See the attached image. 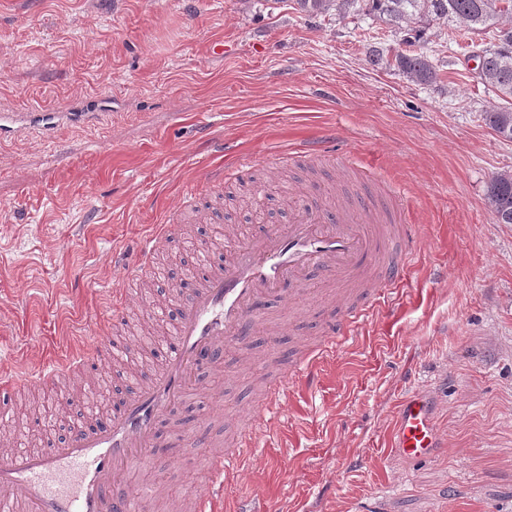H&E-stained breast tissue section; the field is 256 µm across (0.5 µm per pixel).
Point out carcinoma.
<instances>
[{
    "mask_svg": "<svg viewBox=\"0 0 512 512\" xmlns=\"http://www.w3.org/2000/svg\"><path fill=\"white\" fill-rule=\"evenodd\" d=\"M293 9L310 15L345 17L363 13L402 35L397 46L374 42L369 60L419 84L440 80V69L416 42L437 27L448 43H458L469 31L484 30L489 42L481 49L482 84L501 94L503 104L484 113L494 134L512 141V0H294ZM487 200L497 224H512V175L500 174L490 183Z\"/></svg>",
    "mask_w": 512,
    "mask_h": 512,
    "instance_id": "obj_1",
    "label": "carcinoma"
}]
</instances>
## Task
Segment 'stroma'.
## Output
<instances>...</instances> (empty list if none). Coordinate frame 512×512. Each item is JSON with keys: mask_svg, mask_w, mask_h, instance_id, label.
<instances>
[{"mask_svg": "<svg viewBox=\"0 0 512 512\" xmlns=\"http://www.w3.org/2000/svg\"><path fill=\"white\" fill-rule=\"evenodd\" d=\"M291 0H0V113L21 129L0 136V372L34 369L92 345L112 329V292H127L125 325L169 318L177 272L223 261L224 215L288 222L287 202L336 204L388 185L407 189L418 240L396 303L336 348L315 380L288 385L235 473L214 456L230 445L267 381L302 345L340 319L325 293L255 332L221 368L201 370L159 424L156 451L129 472L150 488L146 512H189L194 490L224 481L222 512H512V224L493 220L490 180L512 173V142L485 124L495 94L465 51L437 38L440 83L420 85L370 63L359 40L367 16H315ZM83 111L77 124L34 135L31 115ZM320 159L281 164L311 140ZM245 154L263 165L203 195L212 167ZM178 225L131 287L113 256L155 225ZM87 362L81 381L103 397L127 395L159 360L126 367ZM422 393L436 406L445 446L404 461L393 448L396 408ZM72 383L30 386L0 401V453L50 448L69 424L43 406ZM96 405L94 414L104 412Z\"/></svg>", "mask_w": 512, "mask_h": 512, "instance_id": "1", "label": "stroma"}]
</instances>
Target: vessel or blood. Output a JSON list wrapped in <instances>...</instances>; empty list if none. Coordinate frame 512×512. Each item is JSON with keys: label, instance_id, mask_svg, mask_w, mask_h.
<instances>
[{"label": "vessel or blood", "instance_id": "b4317fda", "mask_svg": "<svg viewBox=\"0 0 512 512\" xmlns=\"http://www.w3.org/2000/svg\"><path fill=\"white\" fill-rule=\"evenodd\" d=\"M174 225L159 224L138 245L130 279L153 267L156 253L172 239ZM417 240L406 221L400 190L391 200L362 198L336 221H328L319 201L295 210L288 223L253 234L228 260L205 267L193 292L180 299L175 345L155 375L127 396L100 424L76 423L63 447L0 459V512H134L138 495L123 478L146 459L159 421L181 400L193 371L213 366L229 344L241 342L263 321V300L296 301V284L313 271L362 290L361 308L345 327L328 337L327 349L350 339L369 308L385 307L409 266ZM110 363L112 339L100 336L91 347L49 361L35 378L46 384L75 375L86 361ZM319 357L305 358L271 379L262 395L263 411L243 422L231 448L217 456V468L230 472L255 443L267 411L279 408L296 377L314 376ZM435 407L414 394L397 407L394 448L405 460L434 457L444 443ZM224 497L211 482L196 493L193 512H213Z\"/></svg>", "mask_w": 512, "mask_h": 512}]
</instances>
